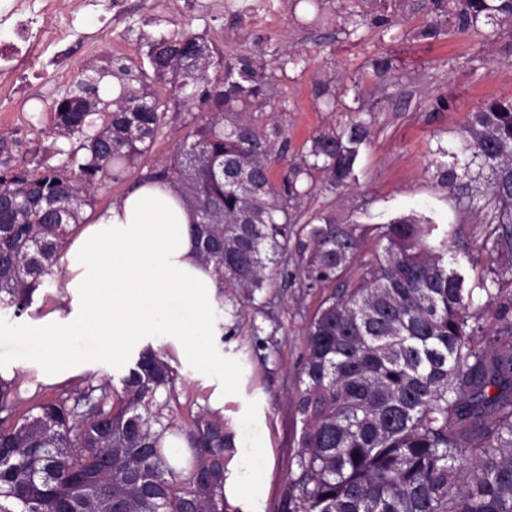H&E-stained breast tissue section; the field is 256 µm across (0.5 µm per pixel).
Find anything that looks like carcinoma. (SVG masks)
I'll list each match as a JSON object with an SVG mask.
<instances>
[{
	"mask_svg": "<svg viewBox=\"0 0 512 512\" xmlns=\"http://www.w3.org/2000/svg\"><path fill=\"white\" fill-rule=\"evenodd\" d=\"M404 0H375L368 17L346 8L356 32L390 25ZM417 32L478 33L512 20V0H426ZM146 61L121 58L80 70L50 116V135L76 143L59 165L17 162L0 132V306L20 313L59 266L69 237L99 191L152 150L169 106L199 112L171 153L138 180L169 184L196 213L200 258L224 290L259 309L277 268L298 256L301 285L328 288L306 328L295 396L302 424L292 512H512V98L470 113L452 187L473 186L489 255L478 288L423 214L383 224L342 223L329 212L302 220L299 200L322 182L356 180L370 121L364 107L340 131L306 141L274 179L272 116L282 107L273 73L251 53L228 57L184 32L146 40ZM381 251L360 277L334 287L363 244ZM496 306L491 342H480L475 290ZM177 373L151 347L121 389L89 378L77 397L20 396L0 374V512H228L225 462L235 435L201 410L177 416ZM30 402L23 411L21 405ZM181 439L186 457L163 447Z\"/></svg>",
	"mask_w": 512,
	"mask_h": 512,
	"instance_id": "cac0c4a2",
	"label": "carcinoma"
}]
</instances>
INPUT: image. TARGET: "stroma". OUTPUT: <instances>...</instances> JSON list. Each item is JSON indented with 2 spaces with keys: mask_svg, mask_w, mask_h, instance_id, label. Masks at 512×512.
Here are the masks:
<instances>
[{
  "mask_svg": "<svg viewBox=\"0 0 512 512\" xmlns=\"http://www.w3.org/2000/svg\"><path fill=\"white\" fill-rule=\"evenodd\" d=\"M276 20L272 27L245 26L225 15L215 0H51L45 17L50 26L69 31L66 40L48 48L36 74L18 76L0 68V130L12 129L18 159L44 156L60 164L71 146L53 141L50 115L65 96L78 70L110 59L141 61L145 36L184 31L212 40L227 55L249 52L261 56L276 74V89L285 102L276 122L287 145H276L283 160L293 158L310 137L332 132L349 119L352 93L374 114L368 140L361 149L358 179L336 192L314 190L301 203L304 217L335 211L343 221L386 222L417 211L437 224L454 225L449 248L464 263L473 264L471 278L483 275L488 255L482 249L485 223L466 208L462 192L448 188L437 164L444 152L455 150L458 134L470 112L494 98L512 97V21L487 35L448 33L433 41L417 38L424 21L420 0H406L391 28L371 24L356 34L346 32L343 0H272ZM296 64H289V57ZM385 57L392 67L376 75L372 62ZM322 80L347 86L335 110L313 98L311 87ZM301 269L290 260L271 293L266 315L224 298V355L236 369L235 398L224 405L229 428L243 424L247 408L259 406L270 437V457H257L261 477L257 512H288L293 460L301 432L294 410L295 393L305 353L304 332L324 296L322 289L302 288ZM61 289L34 293L21 315L0 308V347L17 340L60 298ZM271 338L268 349L257 348V338ZM154 348L168 356L178 374L176 390L181 416L210 407L214 390L176 357L173 346L153 339Z\"/></svg>",
  "mask_w": 512,
  "mask_h": 512,
  "instance_id": "obj_1",
  "label": "stroma"
}]
</instances>
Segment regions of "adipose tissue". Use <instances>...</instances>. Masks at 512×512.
<instances>
[{"mask_svg":"<svg viewBox=\"0 0 512 512\" xmlns=\"http://www.w3.org/2000/svg\"><path fill=\"white\" fill-rule=\"evenodd\" d=\"M193 210L169 185L145 182L97 213L66 249L61 303L14 342L10 355L24 365L43 361L64 379L84 365L115 358L146 336H163L182 362L222 378L218 393L234 392V374L217 347L224 333L218 311L224 282L198 257L190 231ZM243 454L225 482L241 504L256 496L255 451H267V431L247 421Z\"/></svg>","mask_w":512,"mask_h":512,"instance_id":"ef3b65f1","label":"adipose tissue"}]
</instances>
